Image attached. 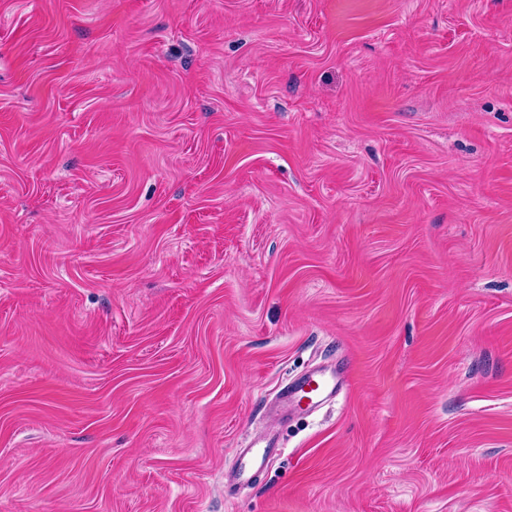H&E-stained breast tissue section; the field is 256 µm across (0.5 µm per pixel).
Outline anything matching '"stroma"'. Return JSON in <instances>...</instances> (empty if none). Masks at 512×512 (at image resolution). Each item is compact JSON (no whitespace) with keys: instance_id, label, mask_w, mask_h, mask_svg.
<instances>
[{"instance_id":"1","label":"stroma","mask_w":512,"mask_h":512,"mask_svg":"<svg viewBox=\"0 0 512 512\" xmlns=\"http://www.w3.org/2000/svg\"><path fill=\"white\" fill-rule=\"evenodd\" d=\"M0 512H512V0H0ZM341 384L342 379L337 378L334 373H312L287 385L282 391L281 399L287 408H301L300 403L303 399L307 400V407H310L334 397ZM280 451L281 448H278L276 440L271 436L250 442L240 448L234 470L238 483L241 485L254 483L257 473Z\"/></svg>"}]
</instances>
